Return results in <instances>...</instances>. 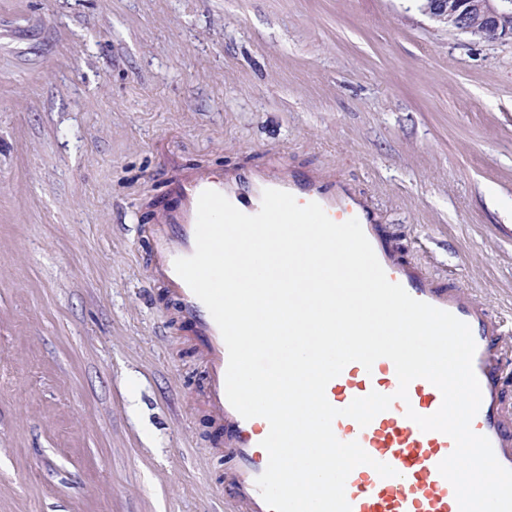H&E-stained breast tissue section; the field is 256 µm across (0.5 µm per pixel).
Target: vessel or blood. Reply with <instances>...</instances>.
I'll return each mask as SVG.
<instances>
[{"label": "vessel or blood", "instance_id": "1", "mask_svg": "<svg viewBox=\"0 0 512 512\" xmlns=\"http://www.w3.org/2000/svg\"><path fill=\"white\" fill-rule=\"evenodd\" d=\"M268 188L287 191L302 205L320 204L334 222L358 219L390 281L470 326L477 345L473 367L482 391L472 429L487 437L497 460L512 469V385L503 369L506 355L512 352V330L474 289L444 284L421 263L406 259L393 246L368 201L346 181L323 171L285 168L273 172L257 165L240 166L216 180L202 168L184 167L165 184L159 217L154 223L138 225L137 233L150 243L152 280L167 290L178 319L189 328L195 347L204 356V403L216 421L228 464L225 512H269L256 485L268 464L261 442L269 424L261 417L243 418L230 405L225 391V342L208 308L176 273L174 261L195 251L197 201L202 191H218L238 210L252 215L259 211L262 193ZM398 387L395 366L386 358L376 360L369 370L360 363H349L326 387L327 400L337 408L373 391L393 398L390 407L367 426L345 416L333 422L339 440L358 442L373 459L396 471L395 476L383 478L370 466L356 467L345 488L351 512H459L452 485L438 471L439 463L454 448L452 439L440 432L422 431L406 416L410 409L433 414L442 395L427 380L417 379L410 383L403 401L395 396Z\"/></svg>", "mask_w": 512, "mask_h": 512}]
</instances>
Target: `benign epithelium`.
Here are the masks:
<instances>
[{"instance_id":"1","label":"benign epithelium","mask_w":512,"mask_h":512,"mask_svg":"<svg viewBox=\"0 0 512 512\" xmlns=\"http://www.w3.org/2000/svg\"><path fill=\"white\" fill-rule=\"evenodd\" d=\"M424 12L450 28L512 39V0H423Z\"/></svg>"}]
</instances>
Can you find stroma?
<instances>
[{
    "mask_svg": "<svg viewBox=\"0 0 512 512\" xmlns=\"http://www.w3.org/2000/svg\"><path fill=\"white\" fill-rule=\"evenodd\" d=\"M317 169L512 318V41L420 0H0V512H222L139 219L168 156Z\"/></svg>",
    "mask_w": 512,
    "mask_h": 512,
    "instance_id": "1",
    "label": "stroma"
}]
</instances>
